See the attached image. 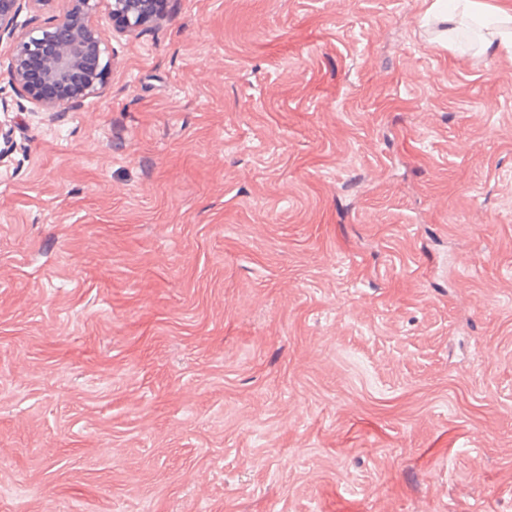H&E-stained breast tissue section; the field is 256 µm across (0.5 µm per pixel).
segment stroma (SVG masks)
Masks as SVG:
<instances>
[{"label":"stroma","instance_id":"1","mask_svg":"<svg viewBox=\"0 0 512 512\" xmlns=\"http://www.w3.org/2000/svg\"><path fill=\"white\" fill-rule=\"evenodd\" d=\"M431 0H164L103 95L0 42V512H512V50Z\"/></svg>","mask_w":512,"mask_h":512}]
</instances>
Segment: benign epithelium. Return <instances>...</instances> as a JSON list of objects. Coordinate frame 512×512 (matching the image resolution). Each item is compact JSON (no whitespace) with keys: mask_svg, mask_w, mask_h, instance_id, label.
I'll return each instance as SVG.
<instances>
[{"mask_svg":"<svg viewBox=\"0 0 512 512\" xmlns=\"http://www.w3.org/2000/svg\"><path fill=\"white\" fill-rule=\"evenodd\" d=\"M26 2L32 0H0V41L6 39L12 44L9 75L18 90L54 112H64L102 92L111 53L97 24L101 10L107 11L113 29L127 36L153 18V0H66L67 9L47 25L24 31L18 29L17 17ZM48 43L56 47L44 61L43 83L70 86L71 93L65 97H46L27 77L28 59Z\"/></svg>","mask_w":512,"mask_h":512,"instance_id":"1","label":"benign epithelium"}]
</instances>
